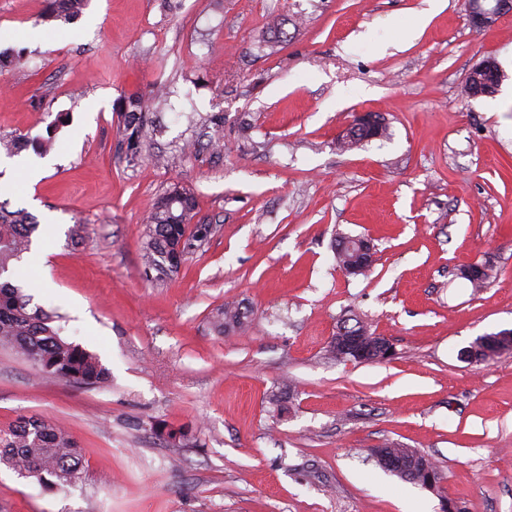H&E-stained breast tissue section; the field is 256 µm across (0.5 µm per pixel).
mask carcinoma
I'll return each instance as SVG.
<instances>
[{
    "label": "carcinoma",
    "mask_w": 512,
    "mask_h": 512,
    "mask_svg": "<svg viewBox=\"0 0 512 512\" xmlns=\"http://www.w3.org/2000/svg\"><path fill=\"white\" fill-rule=\"evenodd\" d=\"M88 0H51L42 21L69 20L87 8ZM148 105L133 95L119 127L121 145L130 159L141 150L147 133ZM196 200L183 187L172 184L154 202L146 219L142 245L145 272L158 271L161 263L173 257L176 244L184 239L201 247L211 232L205 224H195ZM35 218L23 209L10 210L0 201V277L30 250ZM338 234L335 252L338 265L349 268L359 263L355 247L341 242ZM31 296L23 288L0 280V343H6L47 375L85 387L108 383V372L93 353L61 337L54 326L59 316L41 308H32ZM215 327H241L245 316L241 309L226 305L213 317ZM0 464L43 481L49 477L57 486H69L80 479L82 454L76 438L63 427L46 420L22 416L6 428H0Z\"/></svg>",
    "instance_id": "obj_1"
}]
</instances>
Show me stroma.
Masks as SVG:
<instances>
[{"label":"stroma","instance_id":"stroma-1","mask_svg":"<svg viewBox=\"0 0 512 512\" xmlns=\"http://www.w3.org/2000/svg\"><path fill=\"white\" fill-rule=\"evenodd\" d=\"M47 4L0 0V138L54 140L39 180L0 170V201L38 221L9 278L110 381L0 345V427L59 423L83 456L65 488L0 465V512H512V353L459 358L512 328V14L483 31L442 0L417 32L428 0H90L45 23ZM487 57L505 78L467 98ZM133 95L156 129L131 162ZM357 112L388 134L337 152ZM174 183L213 233L156 281L144 219ZM340 232L372 239L370 272L337 267ZM472 264L496 272L477 294ZM227 303L244 329H215ZM350 315L391 359H328ZM386 443L432 457L442 492L382 469Z\"/></svg>","mask_w":512,"mask_h":512}]
</instances>
